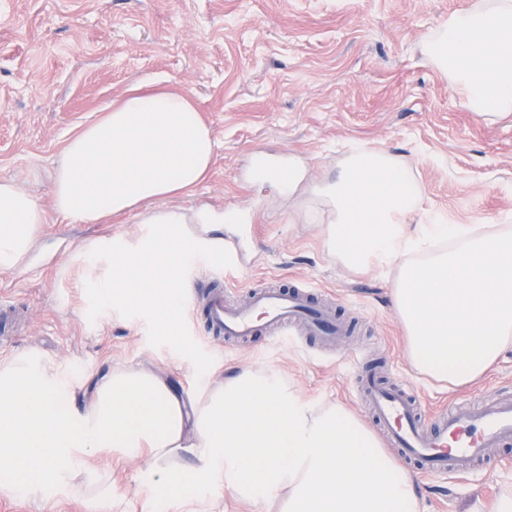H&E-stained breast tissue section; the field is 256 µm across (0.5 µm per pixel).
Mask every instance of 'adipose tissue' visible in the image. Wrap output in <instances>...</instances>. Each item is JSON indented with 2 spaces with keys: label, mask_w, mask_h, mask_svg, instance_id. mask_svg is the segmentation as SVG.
I'll use <instances>...</instances> for the list:
<instances>
[{
  "label": "adipose tissue",
  "mask_w": 512,
  "mask_h": 512,
  "mask_svg": "<svg viewBox=\"0 0 512 512\" xmlns=\"http://www.w3.org/2000/svg\"><path fill=\"white\" fill-rule=\"evenodd\" d=\"M425 50L469 110L512 115V0L450 15ZM216 147L194 99L170 91H131L68 140L51 177L56 212L98 224L139 207L146 225L136 241L100 238L77 254L98 306L162 317L181 307V267L165 257L181 225L211 218L154 204L195 188ZM46 221L30 192L0 181L1 272L23 266ZM145 450L164 508L219 483L257 512H419L414 476L369 428L342 405L303 400L275 370H246L192 396L145 367L76 383L32 354L0 366L1 492H63L84 456Z\"/></svg>",
  "instance_id": "1"
}]
</instances>
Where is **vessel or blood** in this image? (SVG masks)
<instances>
[{
    "label": "vessel or blood",
    "instance_id": "b4317fda",
    "mask_svg": "<svg viewBox=\"0 0 512 512\" xmlns=\"http://www.w3.org/2000/svg\"><path fill=\"white\" fill-rule=\"evenodd\" d=\"M234 269L232 257H225L208 270V288L188 299V311L216 347L259 334L284 340L298 330L329 345L347 333L326 295L303 280L285 288L253 287L247 303L234 304L224 285ZM22 310V304L0 298L1 342L15 336ZM353 389L387 446L424 473H466L487 449L512 444V397L478 405L458 400L430 419L412 389L385 384L374 371L355 374Z\"/></svg>",
    "mask_w": 512,
    "mask_h": 512
}]
</instances>
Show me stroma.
<instances>
[{"label": "stroma", "mask_w": 512, "mask_h": 512, "mask_svg": "<svg viewBox=\"0 0 512 512\" xmlns=\"http://www.w3.org/2000/svg\"><path fill=\"white\" fill-rule=\"evenodd\" d=\"M477 0H0V180L32 191L47 214L27 267L0 287L27 308L23 330L0 343V364L35 352L73 377L106 366H146L204 392L245 369L279 370L305 399L367 415L352 392L364 363L415 390L433 409L512 393V345L486 375L454 387L412 366L388 290L394 267L353 272L324 243L331 216L308 185L336 171L347 148H384L412 168L423 207L453 224L512 226V119L470 112L424 51L449 14ZM183 91L217 143L207 178L176 199L186 211L231 213L254 224L238 253L235 301L252 285L306 280L356 325L333 349L302 338L254 337L216 351L187 309L171 323L86 312L85 270L73 257L101 236L133 239L140 211L73 224L53 210L55 163L79 127L133 86ZM298 162L304 185L280 194L243 181L254 158ZM149 455L86 458L76 491L29 500L0 493V512H156ZM111 478L99 497L86 475ZM421 512H492L512 492V446L489 449L463 476H419Z\"/></svg>", "instance_id": "35a3bbf8"}]
</instances>
